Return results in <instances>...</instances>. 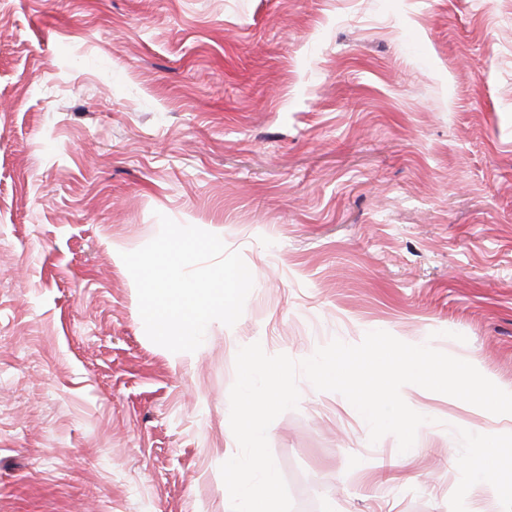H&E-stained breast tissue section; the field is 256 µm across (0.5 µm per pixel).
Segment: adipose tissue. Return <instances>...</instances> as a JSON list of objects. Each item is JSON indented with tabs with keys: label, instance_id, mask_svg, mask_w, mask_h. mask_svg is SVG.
I'll use <instances>...</instances> for the list:
<instances>
[{
	"label": "adipose tissue",
	"instance_id": "ef3b65f1",
	"mask_svg": "<svg viewBox=\"0 0 512 512\" xmlns=\"http://www.w3.org/2000/svg\"><path fill=\"white\" fill-rule=\"evenodd\" d=\"M483 453L475 462L462 467L475 494L493 498L512 499V482L502 477L506 463H512V438L501 441H483Z\"/></svg>",
	"mask_w": 512,
	"mask_h": 512
}]
</instances>
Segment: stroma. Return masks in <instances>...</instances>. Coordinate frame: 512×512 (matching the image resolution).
Wrapping results in <instances>:
<instances>
[{
	"label": "stroma",
	"mask_w": 512,
	"mask_h": 512,
	"mask_svg": "<svg viewBox=\"0 0 512 512\" xmlns=\"http://www.w3.org/2000/svg\"><path fill=\"white\" fill-rule=\"evenodd\" d=\"M162 214L256 270L192 353L120 258ZM374 330L512 390V0H0V512H227L238 350ZM298 386L294 512H512L459 472L508 422L405 388L401 478Z\"/></svg>",
	"instance_id": "stroma-1"
}]
</instances>
